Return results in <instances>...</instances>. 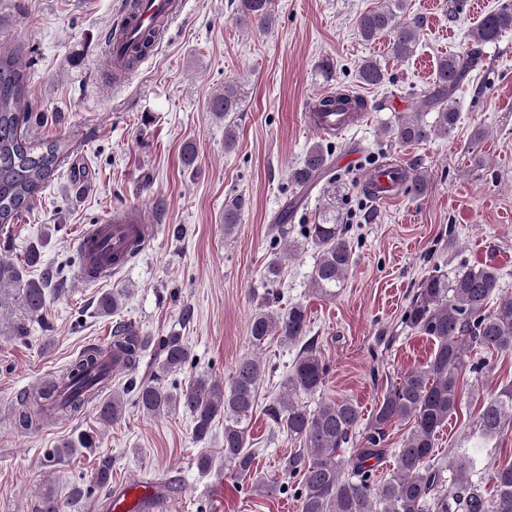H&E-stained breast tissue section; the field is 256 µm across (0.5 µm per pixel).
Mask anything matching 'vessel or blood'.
I'll list each match as a JSON object with an SVG mask.
<instances>
[{
  "label": "vessel or blood",
  "mask_w": 512,
  "mask_h": 512,
  "mask_svg": "<svg viewBox=\"0 0 512 512\" xmlns=\"http://www.w3.org/2000/svg\"><path fill=\"white\" fill-rule=\"evenodd\" d=\"M180 8V0H128L112 28L120 32V43H135L144 32L155 29L160 18L175 19ZM120 43L110 44V53H117ZM311 125L320 134L328 135L352 127L353 122L347 116L329 113L312 120ZM130 222L144 225L148 219L139 208L129 207L114 211L105 223L92 225L81 235L78 247L83 252L93 253L98 280L111 278L112 255L126 250L129 243L126 225ZM101 512H172V503L158 492L156 486L143 480L111 493Z\"/></svg>",
  "instance_id": "vessel-or-blood-1"
}]
</instances>
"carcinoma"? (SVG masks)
Masks as SVG:
<instances>
[{"instance_id":"1","label":"carcinoma","mask_w":512,"mask_h":512,"mask_svg":"<svg viewBox=\"0 0 512 512\" xmlns=\"http://www.w3.org/2000/svg\"><path fill=\"white\" fill-rule=\"evenodd\" d=\"M405 0H382V4L361 14L357 32L365 41L385 34L392 37L390 51L397 59L413 53L418 22L400 19ZM240 18L263 28L271 24L270 0H240ZM512 28V5L486 14L471 30L473 48L465 55H448L437 70V91L429 97L437 107L435 124L417 115L398 116L388 128L395 139L418 142L432 133L449 132L458 120L453 91L481 61L480 46L498 40ZM152 44V36L141 45L119 56L116 73L137 68ZM359 78L368 85H379L384 73L377 62L367 59L359 67ZM28 73L15 53L0 50V226L13 224L30 212L61 166L66 146L58 139L35 142L25 127L38 125L41 112L21 111V100ZM243 104L240 89L233 84L213 95L209 110L224 118V141L233 142L234 115ZM311 112L367 111L360 96L344 92L328 95L309 105ZM331 147L317 143L304 154L291 173L293 185L305 188L330 169ZM245 200L236 197L224 205V233H233L240 223ZM305 241L314 245L317 258L310 274V287L326 297L336 296L355 264L354 253L340 211L325 209L312 224L302 225ZM292 256L291 245L273 253L264 270L265 292L257 300L249 324L253 352L242 356L228 379L199 374L178 392H171L166 380L185 367L189 350L182 336L173 333L158 342L160 361L152 378L129 382L99 405V418L108 423L118 420L124 410V396L132 395L134 405L145 414L160 415L180 410L191 418L192 437L203 442L215 423L224 420V466L238 478L254 476V452L247 446V427L256 405L264 365L258 351L278 338L300 348L280 385L279 398L267 408L278 432L299 445L281 463L282 474L298 502L299 512H512V463L482 474L478 461L459 449L448 455L435 452L437 434L461 405L462 374L485 375L494 370L486 361H475L472 352L512 351V297L489 309L490 300L501 288L498 271L487 265L461 266L447 274L436 270L426 276L404 313V324L412 331L430 337L434 350L428 361L407 371L388 384L373 412L364 446L355 458L344 459L343 452L354 442L361 424L356 403L348 398L323 401L314 409L302 397L321 391L328 365L315 344L307 338L309 320L306 307L293 303L279 311L271 309L278 299L285 261ZM41 258L39 247L27 252L24 263L0 257V309L16 304L24 319L35 321L47 305L46 290L62 283V269L44 270L33 278L30 268ZM116 345L129 356L128 368L135 369L137 358L149 345L145 336L130 324L117 323L113 330ZM105 352L95 345L86 347L65 372L23 393L14 407L17 429L28 431L51 417L77 416L84 406L103 392L112 380L102 364ZM408 425L394 449L395 468L378 480L375 465L387 453L384 442L396 423ZM512 426V383L491 394L478 415V435L489 439ZM93 435L84 433L63 442L57 454L66 455L79 445L95 447ZM112 481L109 460L100 461L91 484H76L72 495L88 496ZM35 512H64L55 492L48 488L39 497Z\"/></svg>"}]
</instances>
